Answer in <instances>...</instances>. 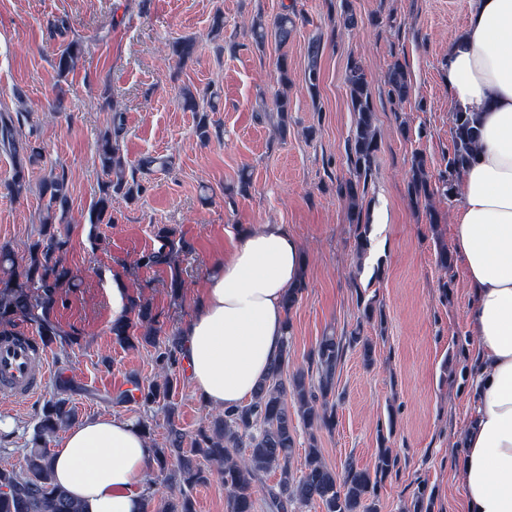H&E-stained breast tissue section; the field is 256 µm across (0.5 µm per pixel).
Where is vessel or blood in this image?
I'll return each mask as SVG.
<instances>
[{
  "label": "vessel or blood",
  "mask_w": 512,
  "mask_h": 512,
  "mask_svg": "<svg viewBox=\"0 0 512 512\" xmlns=\"http://www.w3.org/2000/svg\"><path fill=\"white\" fill-rule=\"evenodd\" d=\"M49 375L46 353L36 339L0 340V388L33 396Z\"/></svg>",
  "instance_id": "b4317fda"
}]
</instances>
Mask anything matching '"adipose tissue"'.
<instances>
[{
    "instance_id": "adipose-tissue-1",
    "label": "adipose tissue",
    "mask_w": 512,
    "mask_h": 512,
    "mask_svg": "<svg viewBox=\"0 0 512 512\" xmlns=\"http://www.w3.org/2000/svg\"><path fill=\"white\" fill-rule=\"evenodd\" d=\"M446 66L455 109L477 113L481 128L454 226L481 352L476 416L460 442L465 512H512V0H470ZM215 267L179 348L195 392L221 410L250 399L279 355L284 296L304 262L287 226L266 224L242 233ZM51 455L56 484L84 512H147L155 453L138 424L87 418Z\"/></svg>"
}]
</instances>
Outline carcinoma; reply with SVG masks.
<instances>
[{
    "label": "carcinoma",
    "instance_id": "carcinoma-1",
    "mask_svg": "<svg viewBox=\"0 0 512 512\" xmlns=\"http://www.w3.org/2000/svg\"><path fill=\"white\" fill-rule=\"evenodd\" d=\"M295 26V16L285 11L274 18L270 28L260 21L254 23L252 35L255 43L261 45L271 30L275 39L284 45ZM47 29L54 39H68L55 61L59 75H66L76 68L85 54V46L83 42L70 38L72 28L66 15L54 17L48 22ZM194 47V41L185 38L172 42L170 51L178 61L185 62L192 57ZM320 52L321 43L312 42L306 83L314 96L319 90ZM345 80L357 119L347 148L353 178L340 186V192L348 202L349 222L363 228L356 241L357 251L362 253L369 246L364 232L368 224L362 212V200L378 150V140L370 83L360 59H350ZM388 85L389 94L395 102L403 103L409 98L411 85L401 63L393 64ZM217 97L218 93L207 89L196 94L188 90L183 96L184 108L200 113L197 134L203 141L210 138L206 112L216 110ZM110 110V127L97 148L98 164L105 180L99 184L98 196L90 209L89 222L92 224L102 223L112 207V198H134L143 190V177L171 165L169 158L153 155L143 156L134 164L128 163L122 152L126 125L124 111L116 106ZM452 124L454 152L448 161V176L442 178V194L450 198L457 193V177L474 161L480 138L477 114L455 112ZM0 148L14 156V174L8 188L12 195L20 197L29 190L26 164L37 163L41 152L39 147L22 137L19 118L7 111L0 113ZM25 159L28 160L26 164L23 163ZM432 195L426 159L417 154L408 181L409 201L415 207H428ZM41 196L47 202L39 218L42 225L40 238L30 245L25 268L16 272L13 254L8 248L0 247V269L3 270L0 276V336L15 335V320L27 318L35 323L38 335L51 343L65 335L55 315L59 290L73 283L71 271L56 257V253L68 243L67 236L59 228V225L68 223L65 172L50 170L42 181ZM168 234L165 228L158 231L162 245L143 255L140 265L169 268L171 293L177 297L183 288V280L175 266ZM132 310L137 312L141 322L147 324V329L135 337L131 334L130 323L114 324L111 331L115 342L120 345L135 341L156 344L153 327L156 316L150 304L134 302ZM357 346L364 361L372 363L374 349L367 340L356 335L327 333L318 339L310 352L307 371H298L287 378L285 372L291 351L286 339L278 359L258 384L250 402L226 408L216 415L207 428L199 431L190 451L183 448V433L175 425H170L166 446L156 449V461L160 470H169L167 479L176 492L161 499L154 506L155 512H195L191 491L211 476L196 462L198 456L216 465V474L229 494V512H255V485L271 472L278 474V480L266 489L265 505L270 512H288L292 508L300 510L314 502L322 503L325 512H378V487L382 478L398 464L397 456L386 446L378 448L371 470L347 461L338 474L327 466L321 449L313 442L305 449L301 476H295L292 465L296 453L295 419H300L308 430L322 428L331 432L336 428V408L330 401V397L335 395L336 371L346 350ZM178 353V341L172 336L164 351L157 356L161 365L160 378L140 389L142 403L146 406L165 401L164 408L171 419L176 411L170 398L177 389L173 367L178 362ZM72 420L73 414L65 399L47 403L21 468H0V512H82L80 503L54 482L52 456L46 448V439L69 426Z\"/></svg>",
    "mask_w": 512,
    "mask_h": 512
}]
</instances>
